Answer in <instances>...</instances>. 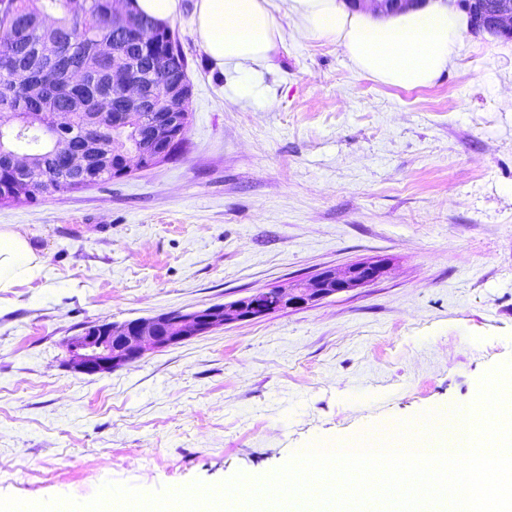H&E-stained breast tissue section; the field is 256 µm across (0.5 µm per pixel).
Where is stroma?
<instances>
[{
	"mask_svg": "<svg viewBox=\"0 0 512 512\" xmlns=\"http://www.w3.org/2000/svg\"><path fill=\"white\" fill-rule=\"evenodd\" d=\"M273 5L284 42L260 91L232 105L182 0L169 22L192 85L178 159L0 206V225H24L47 258L0 305V496L262 479L311 444L474 404L512 360V40L464 32L434 84L404 89ZM376 260L382 278L305 308L109 374L66 365L84 325Z\"/></svg>",
	"mask_w": 512,
	"mask_h": 512,
	"instance_id": "1",
	"label": "stroma"
}]
</instances>
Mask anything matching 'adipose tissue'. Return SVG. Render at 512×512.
I'll use <instances>...</instances> for the list:
<instances>
[{
	"label": "adipose tissue",
	"mask_w": 512,
	"mask_h": 512,
	"mask_svg": "<svg viewBox=\"0 0 512 512\" xmlns=\"http://www.w3.org/2000/svg\"><path fill=\"white\" fill-rule=\"evenodd\" d=\"M289 11L307 33L342 46L360 72L406 89L436 81L468 26L449 0L389 15L352 12L344 0H289ZM194 14L196 40L228 74L272 66L283 29L270 0H196ZM45 263L33 233L0 225V295L30 285Z\"/></svg>",
	"instance_id": "1"
}]
</instances>
